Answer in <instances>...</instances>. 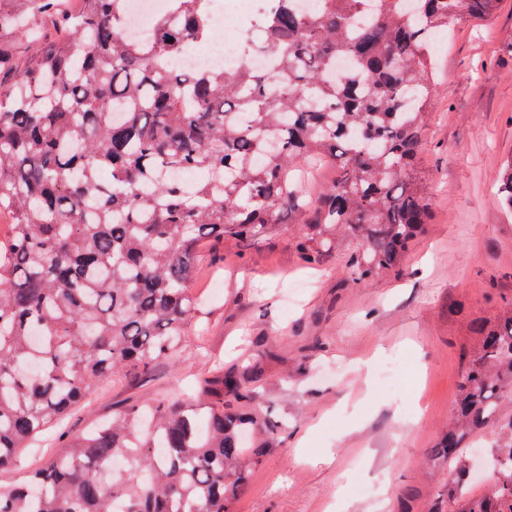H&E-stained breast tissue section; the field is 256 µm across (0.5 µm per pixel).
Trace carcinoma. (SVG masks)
I'll list each match as a JSON object with an SVG mask.
<instances>
[{
  "mask_svg": "<svg viewBox=\"0 0 512 512\" xmlns=\"http://www.w3.org/2000/svg\"><path fill=\"white\" fill-rule=\"evenodd\" d=\"M0 0V469L96 384L175 356L195 315L201 243L265 235L288 212L308 265L350 231L366 241L352 281L395 271L430 217L420 171L432 47L448 22L501 0H277L245 31L231 75L175 64L216 40L207 0H171L152 39L122 34L127 0ZM32 51L13 61L15 42ZM277 62L281 91L251 66ZM341 56L355 80L334 81ZM326 159L336 180L315 205L292 171ZM497 197L512 213V158ZM476 343L438 454L454 512H512V304L475 320ZM254 397L223 372L190 402H150L0 484V512H231L244 457L274 447L276 425L224 407ZM492 472L472 491L467 452Z\"/></svg>",
  "mask_w": 512,
  "mask_h": 512,
  "instance_id": "carcinoma-1",
  "label": "carcinoma"
}]
</instances>
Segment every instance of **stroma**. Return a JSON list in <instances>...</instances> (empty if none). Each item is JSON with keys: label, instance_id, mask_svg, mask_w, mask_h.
Wrapping results in <instances>:
<instances>
[{"label": "stroma", "instance_id": "35a3bbf8", "mask_svg": "<svg viewBox=\"0 0 512 512\" xmlns=\"http://www.w3.org/2000/svg\"><path fill=\"white\" fill-rule=\"evenodd\" d=\"M512 0L450 21L422 155L430 219L400 271L354 283L361 239L317 265L293 248L298 218L199 253L201 306L181 352L94 387L0 472L20 481L99 419L182 389L213 363L257 369L251 406L279 423L232 512H446L448 462L435 450L455 406L470 327L512 302V216L495 199L512 157ZM374 487L352 495L351 480Z\"/></svg>", "mask_w": 512, "mask_h": 512}]
</instances>
